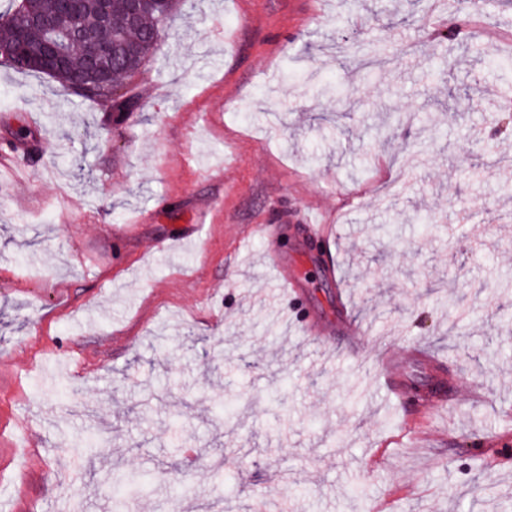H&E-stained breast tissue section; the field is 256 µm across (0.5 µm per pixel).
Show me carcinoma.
I'll list each match as a JSON object with an SVG mask.
<instances>
[{
    "instance_id": "carcinoma-1",
    "label": "carcinoma",
    "mask_w": 512,
    "mask_h": 512,
    "mask_svg": "<svg viewBox=\"0 0 512 512\" xmlns=\"http://www.w3.org/2000/svg\"><path fill=\"white\" fill-rule=\"evenodd\" d=\"M176 0H148L138 22L129 25L125 21V0H112V26L99 20L98 0H84L82 23L84 32L71 31V22L61 11L59 0H9V6L0 10V44L4 54L0 61L9 64L18 72H37L26 65L12 52L16 41L18 16H43L55 21L53 36L61 45L66 57L74 63V68L83 70L86 60L87 40L110 43L115 48L112 59L114 78L109 84L92 80H75L67 70L45 73L57 83L59 91L71 93L83 101L106 102L112 109V125L120 126L139 107V98L132 93V87L142 68L155 50L162 32L170 22ZM143 479L139 474H119L113 481L117 496L113 508L121 504L120 494L127 491L134 482Z\"/></svg>"
}]
</instances>
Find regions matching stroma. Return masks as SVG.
<instances>
[{"label":"stroma","instance_id":"obj_1","mask_svg":"<svg viewBox=\"0 0 512 512\" xmlns=\"http://www.w3.org/2000/svg\"><path fill=\"white\" fill-rule=\"evenodd\" d=\"M483 2L487 29L471 0H179L118 128L0 63L9 512H112L122 468L150 475L125 512L512 502V76L483 64L512 0ZM382 351L445 408L396 404Z\"/></svg>","mask_w":512,"mask_h":512}]
</instances>
